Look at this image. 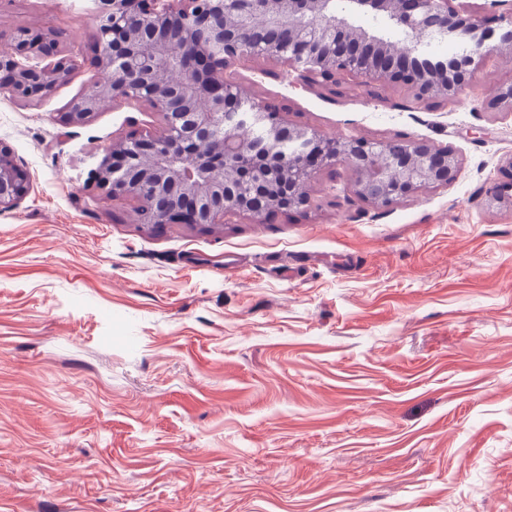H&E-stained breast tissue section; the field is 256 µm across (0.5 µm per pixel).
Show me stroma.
I'll return each mask as SVG.
<instances>
[{"mask_svg": "<svg viewBox=\"0 0 512 512\" xmlns=\"http://www.w3.org/2000/svg\"><path fill=\"white\" fill-rule=\"evenodd\" d=\"M97 0H0V39L51 32L92 57ZM241 83L289 124L452 150V183L378 209L336 165L306 210L153 232L90 182L158 114L57 115L0 94L30 176L0 212V512H512V84L416 107L389 80L308 90L278 65Z\"/></svg>", "mask_w": 512, "mask_h": 512, "instance_id": "1", "label": "stroma"}]
</instances>
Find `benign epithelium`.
Wrapping results in <instances>:
<instances>
[{"label": "benign epithelium", "mask_w": 512, "mask_h": 512, "mask_svg": "<svg viewBox=\"0 0 512 512\" xmlns=\"http://www.w3.org/2000/svg\"><path fill=\"white\" fill-rule=\"evenodd\" d=\"M451 0H106L95 19L91 87L60 113L85 122L109 101H136L162 119L113 145L90 182L109 199L134 204L137 222L162 228H215L233 216L260 223L309 204L313 175L338 163L354 172L352 194L384 208L425 187L455 180L454 152L396 137L369 141L329 137L291 126L282 109L245 92L238 68L275 63L310 90L359 79L368 95L387 78L422 103L462 97L480 60L512 46V17L492 25L462 16ZM383 16L401 38L357 20ZM460 47L426 52L431 35ZM178 69L172 70L171 59ZM76 56L27 29L0 42V93L39 102L67 83ZM512 109V84L480 103ZM29 178L0 144V212L19 206Z\"/></svg>", "instance_id": "1"}]
</instances>
